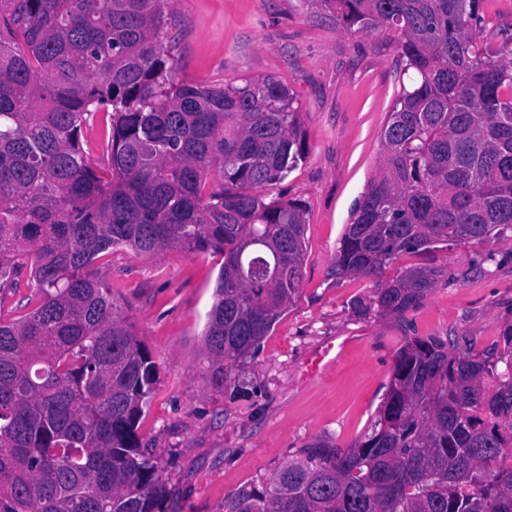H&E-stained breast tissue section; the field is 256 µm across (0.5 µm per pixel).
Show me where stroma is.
I'll list each match as a JSON object with an SVG mask.
<instances>
[{
    "instance_id": "35a3bbf8",
    "label": "stroma",
    "mask_w": 512,
    "mask_h": 512,
    "mask_svg": "<svg viewBox=\"0 0 512 512\" xmlns=\"http://www.w3.org/2000/svg\"><path fill=\"white\" fill-rule=\"evenodd\" d=\"M166 50L186 81L214 85L272 76L294 93L306 157L266 198L306 204L307 259L294 304L255 357L235 371L238 393L215 389L204 336L223 257L119 248L91 269L158 367L140 435L167 484L164 512H221L226 493L269 478L317 438L345 445L370 425L408 330L498 355L512 322V238L477 281H463L483 245L442 250L440 280L407 322L360 318L370 278H336L351 211L382 160L381 131L399 87L396 32H354L318 0H171Z\"/></svg>"
}]
</instances>
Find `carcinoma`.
<instances>
[{
    "instance_id": "carcinoma-1",
    "label": "carcinoma",
    "mask_w": 512,
    "mask_h": 512,
    "mask_svg": "<svg viewBox=\"0 0 512 512\" xmlns=\"http://www.w3.org/2000/svg\"><path fill=\"white\" fill-rule=\"evenodd\" d=\"M343 27L395 29L383 159L340 239L336 277L378 283L358 316L407 320L449 270L385 278L405 254L512 231V59L482 0H320ZM168 0H0V512H162L139 435L157 365L91 276L119 247L223 256L205 327L210 382L234 387L299 293L305 202L260 190L305 158L288 86L175 78ZM96 162L81 137L99 113ZM220 181L209 185L211 170ZM492 361L406 335L368 431L299 448L223 512H512V323ZM504 368H498V364Z\"/></svg>"
}]
</instances>
